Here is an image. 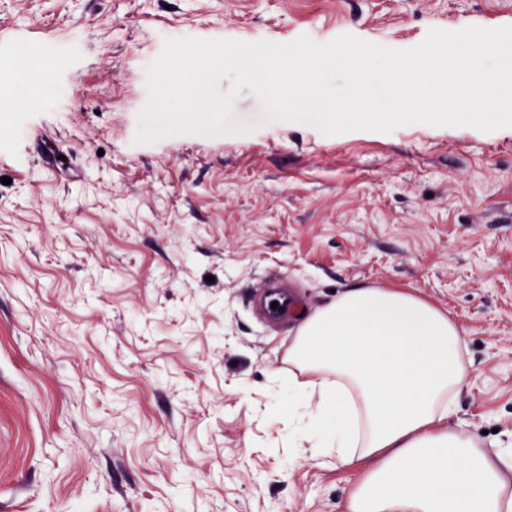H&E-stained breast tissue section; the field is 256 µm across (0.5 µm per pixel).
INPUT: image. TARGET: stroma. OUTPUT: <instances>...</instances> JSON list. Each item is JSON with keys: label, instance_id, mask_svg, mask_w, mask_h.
<instances>
[{"label": "stroma", "instance_id": "35a3bbf8", "mask_svg": "<svg viewBox=\"0 0 512 512\" xmlns=\"http://www.w3.org/2000/svg\"><path fill=\"white\" fill-rule=\"evenodd\" d=\"M1 24L28 38L0 49V512H343L359 468L294 428L273 278L301 314L360 287L447 312L449 429L512 439V127L326 135L245 88L248 133L133 142L171 36L407 50L512 0H0ZM265 292V306L273 317H279L288 313L289 297L285 289L279 288L274 282H269ZM272 302H277V307L272 308Z\"/></svg>", "mask_w": 512, "mask_h": 512}]
</instances>
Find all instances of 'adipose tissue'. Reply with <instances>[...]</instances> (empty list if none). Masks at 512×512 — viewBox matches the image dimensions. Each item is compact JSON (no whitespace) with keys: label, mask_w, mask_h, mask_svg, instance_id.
Segmentation results:
<instances>
[{"label":"adipose tissue","mask_w":512,"mask_h":512,"mask_svg":"<svg viewBox=\"0 0 512 512\" xmlns=\"http://www.w3.org/2000/svg\"><path fill=\"white\" fill-rule=\"evenodd\" d=\"M465 345L447 313L404 291L353 288L302 317L288 390L318 399L302 432L342 462L378 461L348 512H512V449L490 456L446 427Z\"/></svg>","instance_id":"adipose-tissue-1"}]
</instances>
